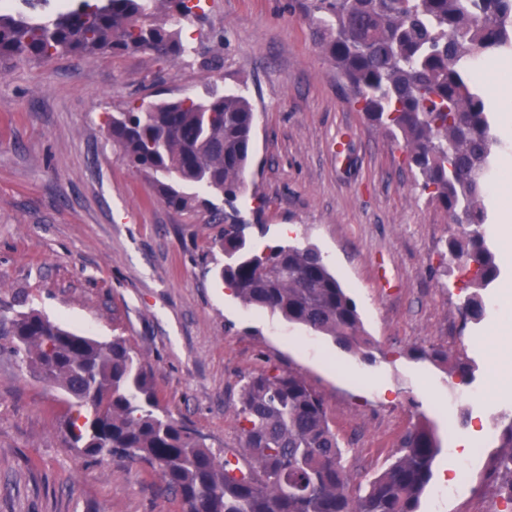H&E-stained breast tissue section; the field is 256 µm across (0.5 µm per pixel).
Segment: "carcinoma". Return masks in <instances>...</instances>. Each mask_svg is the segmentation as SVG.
Wrapping results in <instances>:
<instances>
[{
    "label": "carcinoma",
    "instance_id": "cac0c4a2",
    "mask_svg": "<svg viewBox=\"0 0 512 512\" xmlns=\"http://www.w3.org/2000/svg\"><path fill=\"white\" fill-rule=\"evenodd\" d=\"M302 7L350 103L401 137L421 191L451 217V261L465 287L477 288L461 314L480 323L485 301L478 290L500 274L485 246L483 205L499 139L466 63L512 52V0H306ZM195 8L192 0H65L44 21L0 12V59L138 52L182 59L196 53L181 26ZM254 125L248 97L227 91L132 107L112 116L107 132L127 164L153 178L167 205L214 206L188 193L192 185L224 197L217 272L243 304L369 358L356 304L316 248L248 245L249 229L267 234V225L249 224L237 207L248 190ZM0 335L12 337L14 355L67 396V447L148 466L184 512H417L441 451L422 421L402 437L394 461L355 490L321 397L292 370L271 366L249 377L235 412L241 447L213 449L163 408L142 359L122 337L99 341L34 310L1 319ZM410 355L448 361V351L435 348L415 347ZM454 366L468 384L469 358L456 355ZM500 447L492 478L512 502V418Z\"/></svg>",
    "mask_w": 512,
    "mask_h": 512
}]
</instances>
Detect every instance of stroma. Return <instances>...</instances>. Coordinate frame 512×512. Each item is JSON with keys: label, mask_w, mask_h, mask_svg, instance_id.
I'll return each mask as SVG.
<instances>
[{"label": "stroma", "mask_w": 512, "mask_h": 512, "mask_svg": "<svg viewBox=\"0 0 512 512\" xmlns=\"http://www.w3.org/2000/svg\"><path fill=\"white\" fill-rule=\"evenodd\" d=\"M182 35L195 55H69L0 62V317L34 308L108 341L120 336L152 371L163 406L212 448H237L234 411L246 379L268 367L301 373L320 395L354 484L392 461L419 417L442 451L418 512H505L483 467L512 415V236L495 233L512 184L485 199L500 267L487 315L462 320L456 276L433 275L454 226L406 164L403 143L344 96L299 0H202ZM245 89L255 108L256 198L269 231L253 244L314 245L355 301L373 360L330 337L249 309L214 275L221 226L204 210L158 200L106 132L131 105ZM463 353L475 378L411 347ZM0 336V512H182L148 467L98 461L65 445L67 406ZM459 474L448 485V473Z\"/></svg>", "instance_id": "stroma-1"}]
</instances>
